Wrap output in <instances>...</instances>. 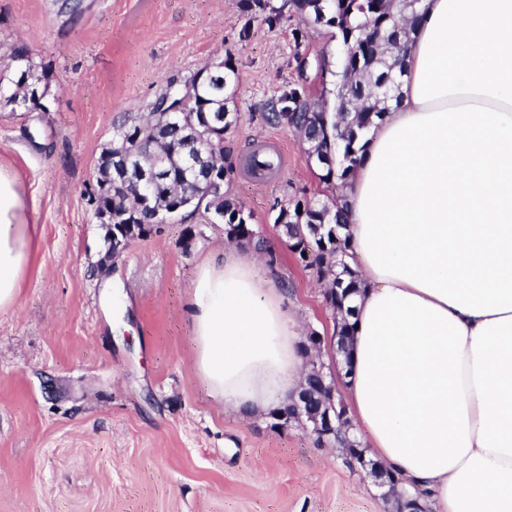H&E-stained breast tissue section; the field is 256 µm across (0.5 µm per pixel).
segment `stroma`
<instances>
[{"mask_svg":"<svg viewBox=\"0 0 512 512\" xmlns=\"http://www.w3.org/2000/svg\"><path fill=\"white\" fill-rule=\"evenodd\" d=\"M243 22L239 0H0V41L48 73L43 109L0 108V170L34 227L17 300L0 311V512L389 510L335 445L225 409L203 385L186 301L231 247L223 225L163 224L116 255L84 197L114 121L232 57L243 121L225 155L270 138L286 157L268 186H232L267 240L255 263L287 286L298 338L334 337L323 284L268 219L287 189L321 185L298 134L261 112L287 84L318 97L339 43L294 18L255 20L243 41Z\"/></svg>","mask_w":512,"mask_h":512,"instance_id":"obj_1","label":"stroma"}]
</instances>
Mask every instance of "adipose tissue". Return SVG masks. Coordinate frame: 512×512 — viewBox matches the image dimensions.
I'll use <instances>...</instances> for the list:
<instances>
[{
	"instance_id": "1",
	"label": "adipose tissue",
	"mask_w": 512,
	"mask_h": 512,
	"mask_svg": "<svg viewBox=\"0 0 512 512\" xmlns=\"http://www.w3.org/2000/svg\"><path fill=\"white\" fill-rule=\"evenodd\" d=\"M400 92L344 191L362 283L348 412L428 512H512V0H420ZM21 208L0 173V310L29 264ZM284 299L240 253L201 268L186 312L225 405L296 393Z\"/></svg>"
}]
</instances>
